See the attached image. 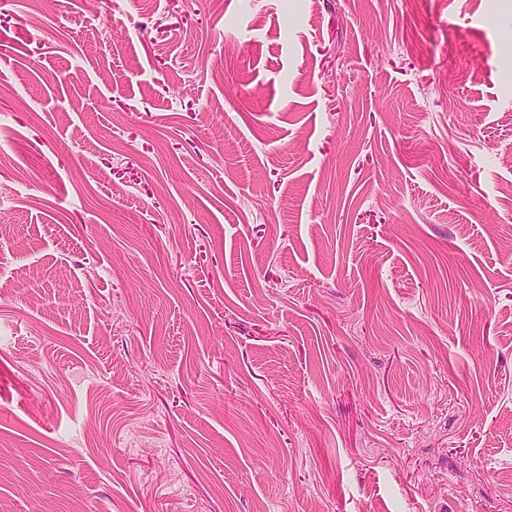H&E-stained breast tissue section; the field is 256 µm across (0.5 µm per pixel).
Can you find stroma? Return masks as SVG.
<instances>
[{
	"label": "stroma",
	"instance_id": "stroma-1",
	"mask_svg": "<svg viewBox=\"0 0 512 512\" xmlns=\"http://www.w3.org/2000/svg\"><path fill=\"white\" fill-rule=\"evenodd\" d=\"M0 512H512V0H0Z\"/></svg>",
	"mask_w": 512,
	"mask_h": 512
}]
</instances>
